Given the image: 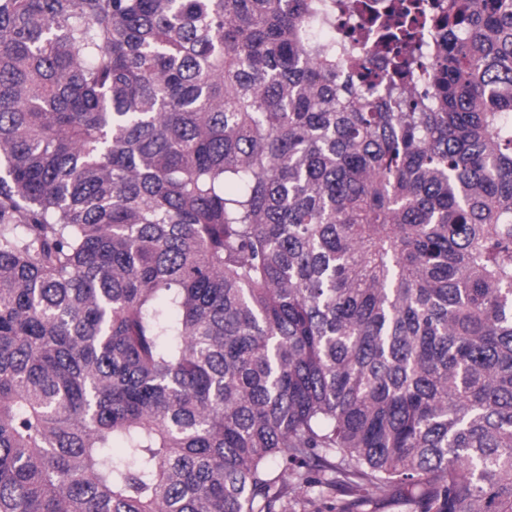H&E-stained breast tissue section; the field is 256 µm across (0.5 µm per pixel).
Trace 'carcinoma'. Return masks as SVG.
Returning a JSON list of instances; mask_svg holds the SVG:
<instances>
[{
    "mask_svg": "<svg viewBox=\"0 0 512 512\" xmlns=\"http://www.w3.org/2000/svg\"><path fill=\"white\" fill-rule=\"evenodd\" d=\"M334 11L0 0V512H512V0ZM360 1L362 4L360 11L339 10L336 11V18L327 22L328 26L336 32V45L347 40L351 29L355 26L387 23L389 5L396 0Z\"/></svg>",
    "mask_w": 512,
    "mask_h": 512,
    "instance_id": "obj_1",
    "label": "carcinoma"
}]
</instances>
